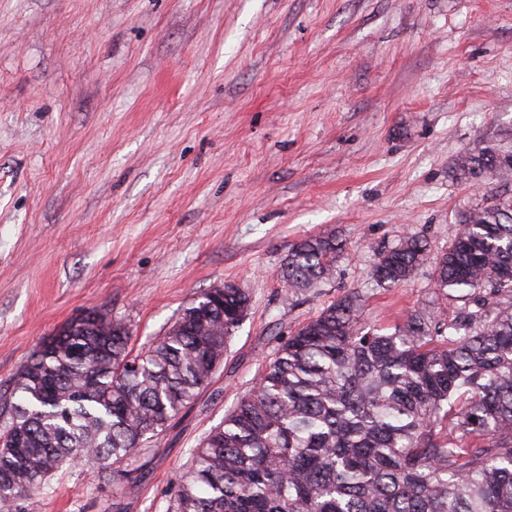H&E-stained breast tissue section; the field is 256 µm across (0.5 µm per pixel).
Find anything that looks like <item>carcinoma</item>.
Returning a JSON list of instances; mask_svg holds the SVG:
<instances>
[{
  "label": "carcinoma",
  "mask_w": 512,
  "mask_h": 512,
  "mask_svg": "<svg viewBox=\"0 0 512 512\" xmlns=\"http://www.w3.org/2000/svg\"><path fill=\"white\" fill-rule=\"evenodd\" d=\"M460 175H512V155L459 159ZM436 288L464 294L452 320L412 314L388 333L349 293L285 337L255 384L176 481L173 512H512V199L463 213ZM336 235L290 245L295 291L333 277ZM428 259L409 236L379 251L397 287ZM249 297L226 284L194 298L146 349L122 320L88 311L43 339L0 395V507L34 498L77 460L122 468L190 408L224 363Z\"/></svg>",
  "instance_id": "carcinoma-1"
}]
</instances>
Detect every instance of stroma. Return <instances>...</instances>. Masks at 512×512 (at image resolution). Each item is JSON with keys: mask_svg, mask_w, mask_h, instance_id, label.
<instances>
[{"mask_svg": "<svg viewBox=\"0 0 512 512\" xmlns=\"http://www.w3.org/2000/svg\"><path fill=\"white\" fill-rule=\"evenodd\" d=\"M512 153V0H0V388L99 309L148 346L202 291L250 298L211 383L113 484L65 466L15 512H168L191 452L289 335L342 295L365 322L452 319L433 261L512 197L459 157ZM335 232L287 294L290 244ZM424 238L399 287L379 250ZM341 248L335 234L303 238L290 245L282 267L283 281L291 292L333 277L332 265Z\"/></svg>", "mask_w": 512, "mask_h": 512, "instance_id": "stroma-1", "label": "stroma"}]
</instances>
